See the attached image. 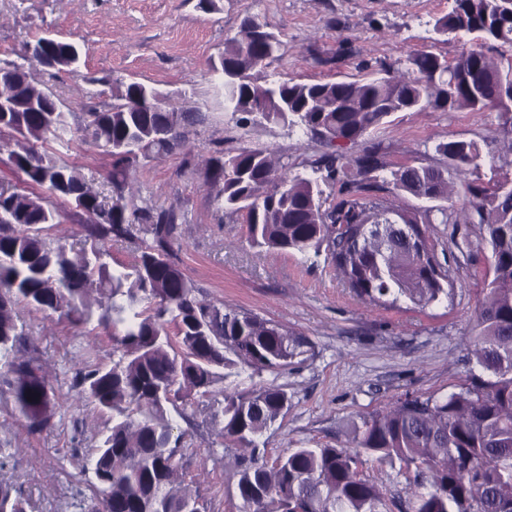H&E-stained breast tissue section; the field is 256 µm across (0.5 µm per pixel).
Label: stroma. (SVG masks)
Returning a JSON list of instances; mask_svg holds the SVG:
<instances>
[{
	"mask_svg": "<svg viewBox=\"0 0 512 512\" xmlns=\"http://www.w3.org/2000/svg\"><path fill=\"white\" fill-rule=\"evenodd\" d=\"M449 6V0H216L205 9L198 0H0V63L16 60L48 33L78 46L76 69L31 70L36 86L74 121L117 104L119 84L129 81L202 113V122L185 130L186 148L151 160L130 180L156 209L179 213L177 262L207 299L274 321L308 342L288 366L235 381L240 392L267 386L288 396L285 415L263 435L266 459L293 448L341 446L350 421L408 395L456 390L474 367L490 251L477 227L429 224L428 242L456 280L451 299L424 308L407 301L372 308L344 288L326 255L250 247L243 217L220 207L208 158L222 147L267 149L276 165L309 176L331 148L301 128L259 125L225 110L212 67L226 39L255 17L282 41L277 60L255 71L258 83L395 76L409 70L414 53L460 54V42L438 41L433 31ZM365 139L379 146L390 170L447 166L436 147L449 140L473 141L492 153L502 144L497 112L466 108L398 112ZM42 148L75 165L94 191L111 193L112 159L98 147L49 138ZM18 314L28 333L19 353L37 358L53 388L54 426L29 434L11 393L0 387V445L10 450L0 461V482L21 490L27 512H88L90 453L105 419L76 401L72 384L87 362L110 363L112 342L94 320L77 323L23 305ZM223 408V392L195 396L177 422L185 433L177 478L203 498L207 512H239L245 452L221 438ZM357 467L378 481L388 512H411L406 473L367 455Z\"/></svg>",
	"mask_w": 512,
	"mask_h": 512,
	"instance_id": "1",
	"label": "stroma"
}]
</instances>
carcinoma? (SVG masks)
I'll list each match as a JSON object with an SVG mask.
<instances>
[{
	"mask_svg": "<svg viewBox=\"0 0 512 512\" xmlns=\"http://www.w3.org/2000/svg\"><path fill=\"white\" fill-rule=\"evenodd\" d=\"M434 32L463 42L453 61L432 52L409 58L417 77L265 86L253 71L277 59L282 42L255 18L225 42L213 70L223 77L225 108L268 123L299 126L324 142L336 136L362 146L348 159L361 179L332 203L318 181L275 171L264 149L238 148L208 160L224 211L242 213L254 248L327 250L344 286L372 306L407 300L429 306L451 297L454 278L427 244L419 215L378 196L384 191L446 201L439 223L476 224L490 248L487 285L477 317L470 371L445 396H407L351 424L340 447L293 448L273 462L253 458L238 473L240 512H387L377 483L360 475L357 458L400 465L414 474L412 512H512V145L483 153L474 141L450 140L437 150L451 159L462 191L448 194V169L403 166L390 178L366 133L397 112L427 108L495 110L504 141L512 142V55L491 63L488 42L512 46V0H451ZM40 66L79 63L70 43L50 37ZM151 89L121 84L122 103L84 113L74 127L57 102L36 88L23 64L0 66V95L42 103L40 112H1L0 128L26 141L13 152L23 183L75 205L88 216L78 253L49 240L55 210L46 198L0 190V385H7L29 432L53 427V391L34 358L18 355L26 339L16 306L35 313L63 312L97 322L110 333L112 364L88 365L74 387L83 402L108 417L91 457L95 482L90 512H206L204 501L173 482L178 469L171 413L192 395H212L217 384L239 378L243 367L277 369L304 354L307 342L281 325L245 311H224L206 299L174 260L178 214L137 201L127 184L133 169L185 147L184 129L199 113L175 106L155 112ZM86 136L112 157V196L90 188L74 167L39 151L52 136ZM390 214L401 223L377 226ZM143 239L134 264L112 263L114 239ZM100 295L87 302L89 289ZM288 409L275 387L224 392L222 437L254 453L264 432ZM0 512H26L19 492L0 485Z\"/></svg>",
	"mask_w": 512,
	"mask_h": 512,
	"instance_id": "carcinoma-1",
	"label": "carcinoma"
}]
</instances>
